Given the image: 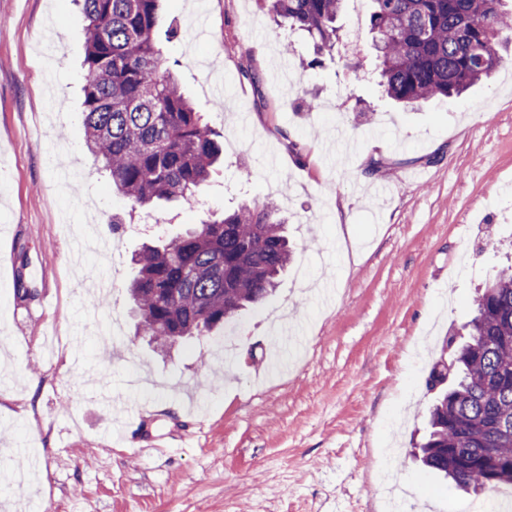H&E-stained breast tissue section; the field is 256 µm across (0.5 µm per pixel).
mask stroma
Returning <instances> with one entry per match:
<instances>
[{"mask_svg": "<svg viewBox=\"0 0 512 512\" xmlns=\"http://www.w3.org/2000/svg\"><path fill=\"white\" fill-rule=\"evenodd\" d=\"M84 26L75 0H0V512H457L468 495L413 443L430 368L512 257V48L464 95L403 109L367 76L371 41L316 65L259 0H164L161 47L224 153L200 208L148 224L85 145ZM265 198L296 244L274 297L157 353L133 253ZM276 321L283 369L255 378ZM138 420L165 449L116 438Z\"/></svg>", "mask_w": 512, "mask_h": 512, "instance_id": "stroma-1", "label": "stroma"}]
</instances>
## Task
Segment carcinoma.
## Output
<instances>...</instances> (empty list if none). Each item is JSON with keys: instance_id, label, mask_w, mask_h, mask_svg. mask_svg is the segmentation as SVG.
I'll return each instance as SVG.
<instances>
[{"instance_id": "obj_1", "label": "carcinoma", "mask_w": 512, "mask_h": 512, "mask_svg": "<svg viewBox=\"0 0 512 512\" xmlns=\"http://www.w3.org/2000/svg\"><path fill=\"white\" fill-rule=\"evenodd\" d=\"M276 19L336 54L344 0H269ZM377 84L401 104L443 100L491 76L512 45L506 0H371ZM85 143L132 208L189 204L222 148L156 46L160 0H82ZM278 204L242 203L135 256L138 328L160 352L204 336L275 290L293 251ZM452 373L434 366L420 462L473 492L512 487V264L473 299Z\"/></svg>"}]
</instances>
